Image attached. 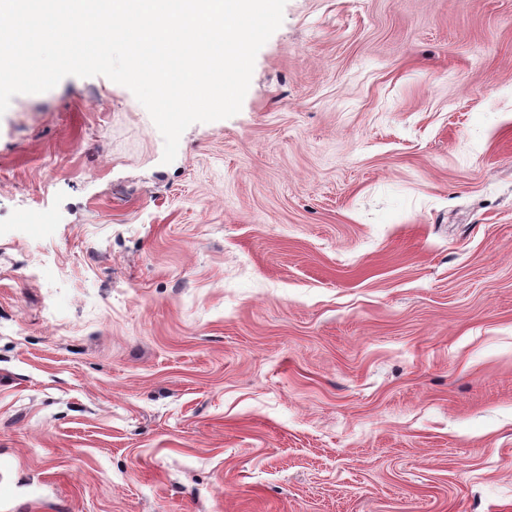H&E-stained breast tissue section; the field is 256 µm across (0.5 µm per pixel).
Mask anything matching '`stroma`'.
<instances>
[{"instance_id": "35a3bbf8", "label": "stroma", "mask_w": 512, "mask_h": 512, "mask_svg": "<svg viewBox=\"0 0 512 512\" xmlns=\"http://www.w3.org/2000/svg\"><path fill=\"white\" fill-rule=\"evenodd\" d=\"M163 149L0 115V512H512V0H287Z\"/></svg>"}]
</instances>
